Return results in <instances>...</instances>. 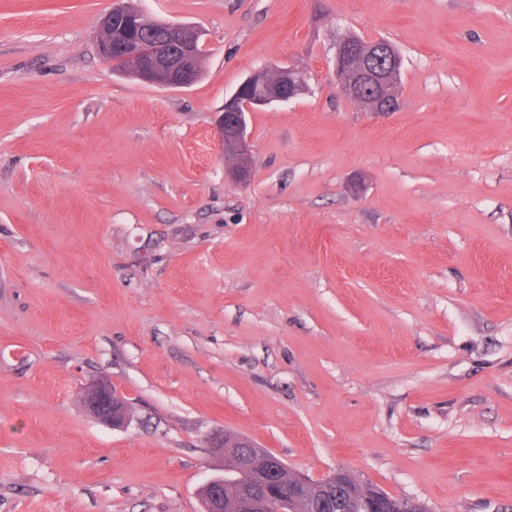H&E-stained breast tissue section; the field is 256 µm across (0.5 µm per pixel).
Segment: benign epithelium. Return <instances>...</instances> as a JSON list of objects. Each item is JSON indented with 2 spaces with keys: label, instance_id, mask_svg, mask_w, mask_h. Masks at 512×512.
I'll list each match as a JSON object with an SVG mask.
<instances>
[{
  "label": "benign epithelium",
  "instance_id": "1",
  "mask_svg": "<svg viewBox=\"0 0 512 512\" xmlns=\"http://www.w3.org/2000/svg\"><path fill=\"white\" fill-rule=\"evenodd\" d=\"M142 12L127 9L123 0H113L112 8L99 25L97 49L119 72L134 70L142 81L168 88L192 85L200 76L198 66L203 33L190 24L156 20L163 36L138 34ZM401 57L383 41H367L346 34L336 41L333 68L341 90L365 104L371 112H394L399 107ZM308 73L298 67L262 68L253 71L225 102L215 121L218 144L224 159L230 161L228 173L238 184L251 177V142L246 116L273 103L288 102L305 91ZM85 411L101 423L120 428L127 423L124 401L107 381L95 380L82 388ZM282 468L272 456L269 469L254 478L256 488L279 501V512H297L315 481L298 474L286 485L275 484L269 475Z\"/></svg>",
  "mask_w": 512,
  "mask_h": 512
}]
</instances>
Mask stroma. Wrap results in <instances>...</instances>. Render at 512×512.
<instances>
[{
  "mask_svg": "<svg viewBox=\"0 0 512 512\" xmlns=\"http://www.w3.org/2000/svg\"><path fill=\"white\" fill-rule=\"evenodd\" d=\"M131 2L203 30L196 83L115 74L110 0H0V512H204L215 432L512 512V0ZM347 33L401 54L397 111L339 92ZM289 65L236 184L214 118ZM81 394L85 411L101 423L113 428L127 423L123 413L124 401L107 381L95 380L85 385ZM124 406L128 415V408L126 404Z\"/></svg>",
  "mask_w": 512,
  "mask_h": 512,
  "instance_id": "35a3bbf8",
  "label": "stroma"
}]
</instances>
